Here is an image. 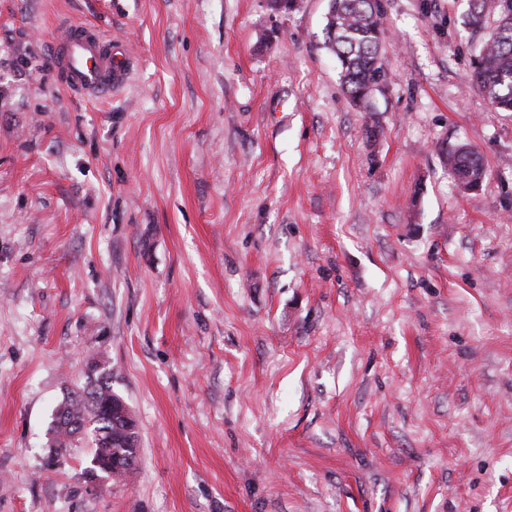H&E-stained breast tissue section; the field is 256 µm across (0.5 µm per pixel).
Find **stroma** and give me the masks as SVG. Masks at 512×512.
<instances>
[{"instance_id":"35a3bbf8","label":"stroma","mask_w":512,"mask_h":512,"mask_svg":"<svg viewBox=\"0 0 512 512\" xmlns=\"http://www.w3.org/2000/svg\"><path fill=\"white\" fill-rule=\"evenodd\" d=\"M382 5L368 114L328 0H0V512H512V112L467 0ZM66 21L132 56L110 99ZM94 376L139 433L99 495L44 466ZM51 67L70 91L99 100L127 81L131 57L99 27L65 23L52 34ZM448 166L467 188L477 187L485 176L483 158L473 148L455 147L449 150Z\"/></svg>"}]
</instances>
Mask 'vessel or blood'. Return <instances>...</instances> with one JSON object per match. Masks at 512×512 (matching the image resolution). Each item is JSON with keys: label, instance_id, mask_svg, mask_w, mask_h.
Segmentation results:
<instances>
[{"label": "vessel or blood", "instance_id": "1", "mask_svg": "<svg viewBox=\"0 0 512 512\" xmlns=\"http://www.w3.org/2000/svg\"><path fill=\"white\" fill-rule=\"evenodd\" d=\"M51 67L70 91L99 100L126 82L131 57L100 28L65 23L52 34Z\"/></svg>", "mask_w": 512, "mask_h": 512}]
</instances>
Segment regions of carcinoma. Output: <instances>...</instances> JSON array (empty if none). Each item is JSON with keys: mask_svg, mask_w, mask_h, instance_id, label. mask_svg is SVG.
<instances>
[{"mask_svg": "<svg viewBox=\"0 0 512 512\" xmlns=\"http://www.w3.org/2000/svg\"><path fill=\"white\" fill-rule=\"evenodd\" d=\"M380 15V0H331L325 25V46L336 57L349 103L365 112L371 111L373 94L385 75ZM464 25L486 32L469 80L486 95L493 111L512 112V0H468ZM448 166L467 188L478 186L485 176L483 158L473 148L448 151ZM106 401H122L106 381L69 393L55 410L49 435L57 456L71 454L85 441L91 444L81 475L91 472L96 461L109 467L117 482L133 470L123 462L137 458L139 434L128 431L120 415L108 416Z\"/></svg>", "mask_w": 512, "mask_h": 512, "instance_id": "obj_1", "label": "carcinoma"}]
</instances>
